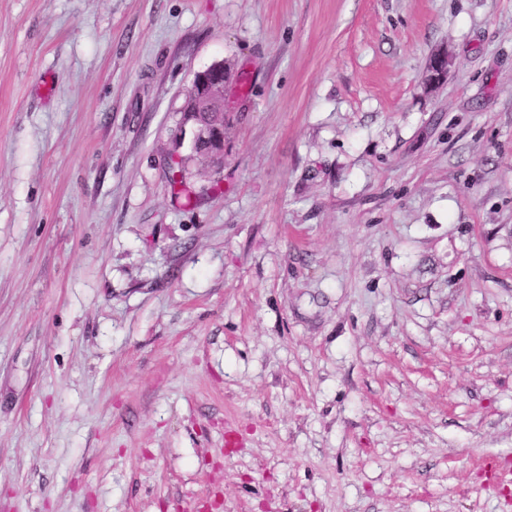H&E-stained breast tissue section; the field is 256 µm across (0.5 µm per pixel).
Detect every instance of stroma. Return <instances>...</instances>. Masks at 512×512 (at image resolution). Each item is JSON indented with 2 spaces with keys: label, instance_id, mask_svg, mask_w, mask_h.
Returning <instances> with one entry per match:
<instances>
[{
  "label": "stroma",
  "instance_id": "obj_1",
  "mask_svg": "<svg viewBox=\"0 0 512 512\" xmlns=\"http://www.w3.org/2000/svg\"><path fill=\"white\" fill-rule=\"evenodd\" d=\"M488 458L512 0H0V512H512ZM228 79L223 65H211L196 73L188 99L194 102L198 110L214 107L217 112H224V87ZM192 148L204 145L206 154L201 156L204 161H220L224 157V121L218 123L195 124Z\"/></svg>",
  "mask_w": 512,
  "mask_h": 512
}]
</instances>
